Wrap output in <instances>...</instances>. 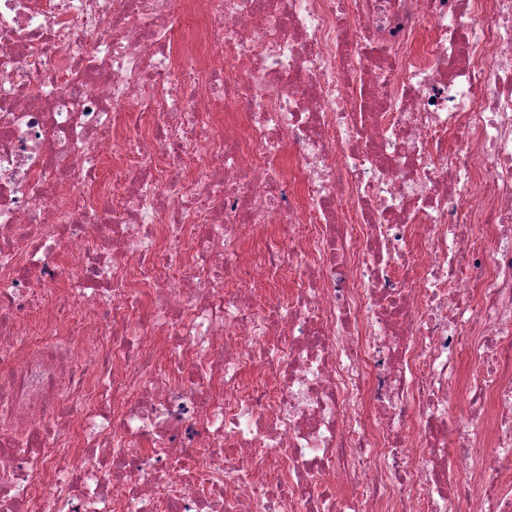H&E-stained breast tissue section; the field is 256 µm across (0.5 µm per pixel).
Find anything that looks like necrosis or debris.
Listing matches in <instances>:
<instances>
[{
	"label": "necrosis or debris",
	"mask_w": 512,
	"mask_h": 512,
	"mask_svg": "<svg viewBox=\"0 0 512 512\" xmlns=\"http://www.w3.org/2000/svg\"><path fill=\"white\" fill-rule=\"evenodd\" d=\"M174 5L0 0V512H512V0Z\"/></svg>",
	"instance_id": "necrosis-or-debris-1"
}]
</instances>
